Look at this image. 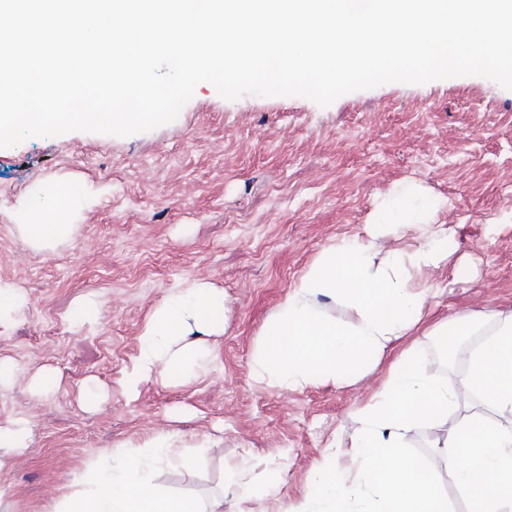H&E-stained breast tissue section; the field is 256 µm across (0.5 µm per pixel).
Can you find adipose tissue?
Instances as JSON below:
<instances>
[{"label": "adipose tissue", "instance_id": "adipose-tissue-1", "mask_svg": "<svg viewBox=\"0 0 512 512\" xmlns=\"http://www.w3.org/2000/svg\"><path fill=\"white\" fill-rule=\"evenodd\" d=\"M422 187L396 191L384 205L392 221L418 230L419 246L388 251L376 245L390 223H372L366 238L326 247L292 286L265 325L250 367L261 385L297 389L315 382H344L350 371L375 369L387 351L415 331L432 290L425 272L447 261L437 239L451 236L434 226ZM19 216L24 242L49 246L71 235L65 209L55 220H34L30 207ZM340 301L356 314L344 326L324 317L318 298ZM492 324L486 342L474 350L466 372L453 387L435 381L413 350L401 351L378 392L360 411L352 438L356 464L352 478L322 463L311 471L304 497L290 512H448L436 483L413 456L402 450L405 439L426 419L447 417L460 397L475 395L485 413H474L449 430L437 452L445 469L467 498L469 512H512V314L489 309L435 325V336H459L473 321ZM224 332V292L196 281L172 293L151 312L139 336V354L126 371L128 388L152 376L176 378L207 370L210 353L202 339ZM176 433L163 431L146 455H127L109 467L89 469L88 490L68 498L59 512H206L190 497L151 487L142 478L151 464L177 457Z\"/></svg>", "mask_w": 512, "mask_h": 512}]
</instances>
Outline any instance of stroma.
Returning a JSON list of instances; mask_svg holds the SVG:
<instances>
[{"instance_id": "1", "label": "stroma", "mask_w": 512, "mask_h": 512, "mask_svg": "<svg viewBox=\"0 0 512 512\" xmlns=\"http://www.w3.org/2000/svg\"><path fill=\"white\" fill-rule=\"evenodd\" d=\"M411 181L436 203L435 223L454 229L441 244L447 263L426 275L441 292L419 330L346 383L258 385L257 339L292 284L331 243L365 237L384 197ZM47 192L68 205L76 230L36 250L16 208ZM0 280L26 295L0 336V360L47 366L60 379L40 397L24 380L0 390V423L31 420L29 448L0 469V512H52L91 464L163 430L182 436L195 465H153L149 484L206 505L223 500V512H288L314 465L352 471L358 411L401 349L415 347L451 387L488 327L473 325L449 355L432 326L512 312V89L475 75L391 82L323 107L301 96L228 100L202 83L174 121L147 132L29 137L0 148ZM192 280L224 292V333L206 339L209 373L156 375L129 392L124 375L151 311ZM88 301L97 318L75 327ZM479 409L478 397L460 398L406 441L449 512L468 504L434 445ZM243 483L256 488L250 499Z\"/></svg>"}]
</instances>
